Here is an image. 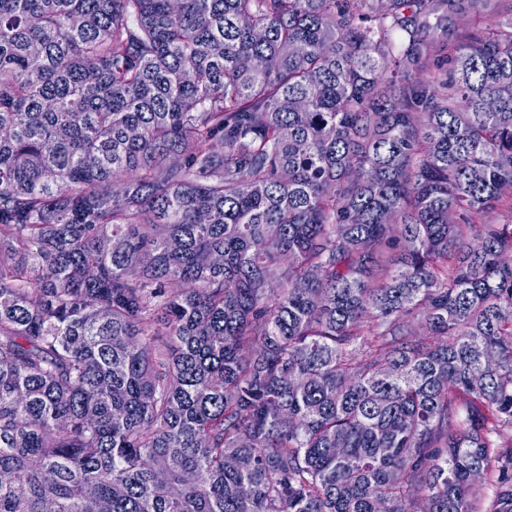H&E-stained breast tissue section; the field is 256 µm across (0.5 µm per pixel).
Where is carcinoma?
Returning a JSON list of instances; mask_svg holds the SVG:
<instances>
[{
  "label": "carcinoma",
  "instance_id": "carcinoma-1",
  "mask_svg": "<svg viewBox=\"0 0 512 512\" xmlns=\"http://www.w3.org/2000/svg\"><path fill=\"white\" fill-rule=\"evenodd\" d=\"M506 157L512 0H0V512H512Z\"/></svg>",
  "mask_w": 512,
  "mask_h": 512
}]
</instances>
